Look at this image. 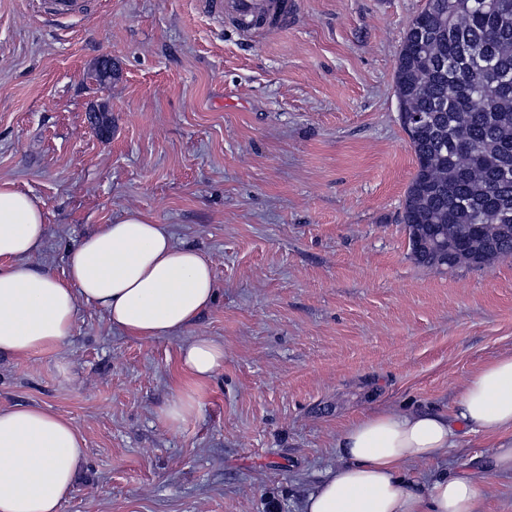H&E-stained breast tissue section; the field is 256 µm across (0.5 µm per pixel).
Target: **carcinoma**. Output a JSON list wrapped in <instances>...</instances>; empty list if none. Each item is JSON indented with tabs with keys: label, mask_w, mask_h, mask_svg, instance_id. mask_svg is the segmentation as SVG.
<instances>
[{
	"label": "carcinoma",
	"mask_w": 512,
	"mask_h": 512,
	"mask_svg": "<svg viewBox=\"0 0 512 512\" xmlns=\"http://www.w3.org/2000/svg\"><path fill=\"white\" fill-rule=\"evenodd\" d=\"M416 169L412 259L431 269L512 257V0H426L393 75Z\"/></svg>",
	"instance_id": "1"
}]
</instances>
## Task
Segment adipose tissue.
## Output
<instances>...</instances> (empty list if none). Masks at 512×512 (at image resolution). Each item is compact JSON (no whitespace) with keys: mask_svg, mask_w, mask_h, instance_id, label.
Wrapping results in <instances>:
<instances>
[{"mask_svg":"<svg viewBox=\"0 0 512 512\" xmlns=\"http://www.w3.org/2000/svg\"><path fill=\"white\" fill-rule=\"evenodd\" d=\"M38 199L0 180V356L55 351L71 336L79 302L103 310L113 328L141 341L184 333L214 303L213 269L147 214L103 224L70 247L55 276L30 257L43 244ZM224 369V344L185 336L175 397L160 416L180 430ZM512 433V355L485 363L447 409L386 408L361 414L336 435L338 465L324 471L301 512H480L484 475L512 476V447L487 449L480 469L412 476L441 462L462 437ZM85 458L71 419L38 406L0 408V512H61Z\"/></svg>","mask_w":512,"mask_h":512,"instance_id":"adipose-tissue-1","label":"adipose tissue"}]
</instances>
